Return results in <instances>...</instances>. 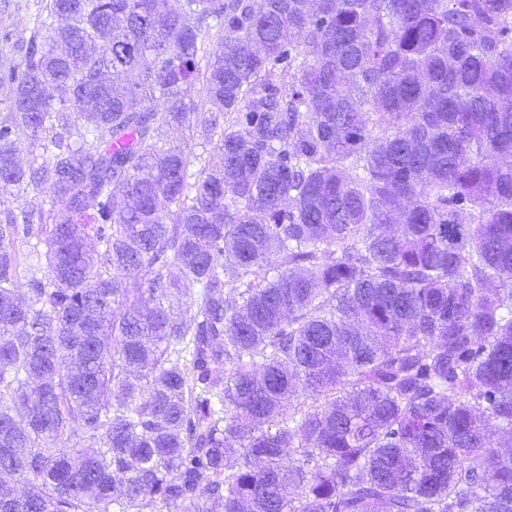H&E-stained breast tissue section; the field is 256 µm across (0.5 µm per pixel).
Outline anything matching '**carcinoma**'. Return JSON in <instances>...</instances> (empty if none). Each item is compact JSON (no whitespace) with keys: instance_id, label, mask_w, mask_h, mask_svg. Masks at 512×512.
I'll list each match as a JSON object with an SVG mask.
<instances>
[{"instance_id":"1","label":"carcinoma","mask_w":512,"mask_h":512,"mask_svg":"<svg viewBox=\"0 0 512 512\" xmlns=\"http://www.w3.org/2000/svg\"><path fill=\"white\" fill-rule=\"evenodd\" d=\"M43 11L0 56V197L45 196L0 216V512H512V0Z\"/></svg>"}]
</instances>
